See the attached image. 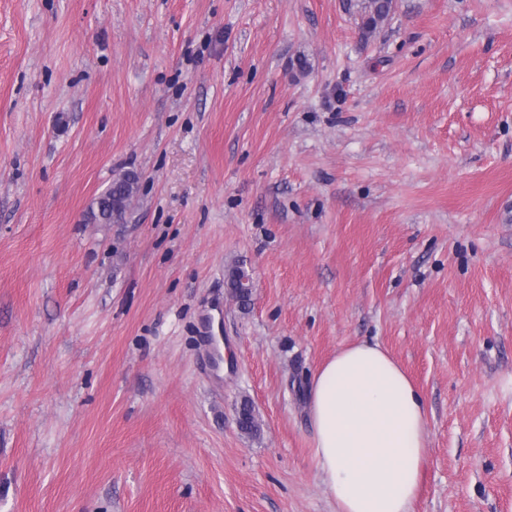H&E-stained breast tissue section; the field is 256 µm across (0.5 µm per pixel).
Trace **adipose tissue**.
Listing matches in <instances>:
<instances>
[{"mask_svg": "<svg viewBox=\"0 0 512 512\" xmlns=\"http://www.w3.org/2000/svg\"><path fill=\"white\" fill-rule=\"evenodd\" d=\"M309 415L336 512H412L426 463L427 404L380 344H351L321 365Z\"/></svg>", "mask_w": 512, "mask_h": 512, "instance_id": "ef3b65f1", "label": "adipose tissue"}]
</instances>
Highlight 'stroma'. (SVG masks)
<instances>
[{
  "label": "stroma",
  "instance_id": "obj_1",
  "mask_svg": "<svg viewBox=\"0 0 512 512\" xmlns=\"http://www.w3.org/2000/svg\"><path fill=\"white\" fill-rule=\"evenodd\" d=\"M361 3L0 0V512H336L307 389L364 340L414 512H512V0ZM392 0H365L361 4L363 27L368 32L376 30L392 11ZM138 180L133 172L113 178L109 187L94 199L90 211L91 220L99 224H111L113 219L122 218L137 192Z\"/></svg>",
  "mask_w": 512,
  "mask_h": 512
}]
</instances>
